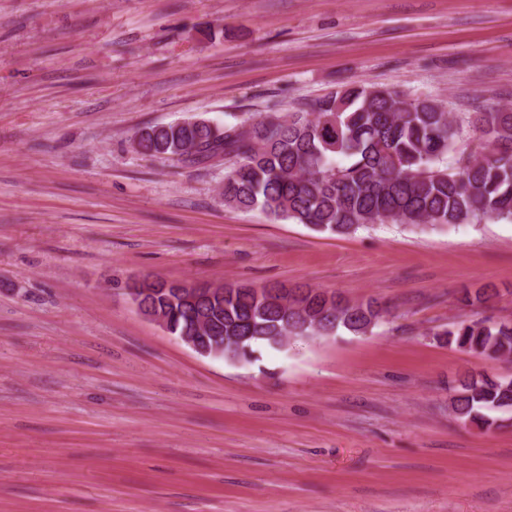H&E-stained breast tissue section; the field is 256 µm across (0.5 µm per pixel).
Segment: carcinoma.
<instances>
[{"mask_svg":"<svg viewBox=\"0 0 512 512\" xmlns=\"http://www.w3.org/2000/svg\"><path fill=\"white\" fill-rule=\"evenodd\" d=\"M147 156L204 162L236 158L224 174V203L260 210L275 220L319 232L349 234L368 224L448 226L512 223V109L448 112L436 99H408L385 87L354 83L316 100L309 109L276 119L148 125L133 139ZM224 298L216 317L224 336H244L240 348L225 345L217 358L249 363L277 337L330 336L343 329L365 335L384 310L376 301L353 302L337 292L307 287L302 307H258L250 286ZM491 288L459 301L491 308ZM174 311L177 332L193 320ZM461 348L512 360V321L491 316L463 319L445 332ZM451 409L466 422L482 411L512 410V378L465 374L453 388Z\"/></svg>","mask_w":512,"mask_h":512,"instance_id":"carcinoma-1","label":"carcinoma"}]
</instances>
